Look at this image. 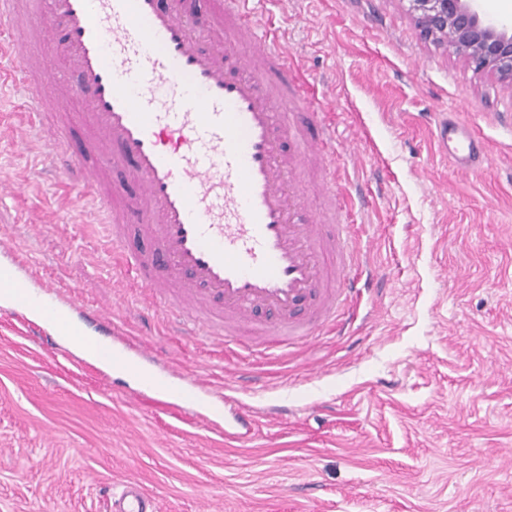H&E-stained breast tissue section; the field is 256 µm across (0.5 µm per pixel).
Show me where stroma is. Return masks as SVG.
<instances>
[{
	"mask_svg": "<svg viewBox=\"0 0 512 512\" xmlns=\"http://www.w3.org/2000/svg\"><path fill=\"white\" fill-rule=\"evenodd\" d=\"M336 131V170L368 207L354 217L375 270L348 335L271 353L171 335L112 266L102 233L54 176L66 156L20 145L34 118L0 95V235L47 282L109 306L158 362L224 388L253 381L250 438L112 385L83 351L40 343L42 321L0 299V512H107L139 482L155 512H512V84L424 37L408 0H254ZM454 112L488 160L450 169L437 136ZM363 162L350 166V156Z\"/></svg>",
	"mask_w": 512,
	"mask_h": 512,
	"instance_id": "1",
	"label": "stroma"
}]
</instances>
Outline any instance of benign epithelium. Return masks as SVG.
Here are the masks:
<instances>
[{
    "label": "benign epithelium",
    "mask_w": 512,
    "mask_h": 512,
    "mask_svg": "<svg viewBox=\"0 0 512 512\" xmlns=\"http://www.w3.org/2000/svg\"><path fill=\"white\" fill-rule=\"evenodd\" d=\"M423 35L444 41L475 72L512 84V26L484 19L475 0H410Z\"/></svg>",
    "instance_id": "7a95c632"
}]
</instances>
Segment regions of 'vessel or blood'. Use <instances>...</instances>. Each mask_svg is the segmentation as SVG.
Instances as JSON below:
<instances>
[{
  "label": "vessel or blood",
  "mask_w": 512,
  "mask_h": 512,
  "mask_svg": "<svg viewBox=\"0 0 512 512\" xmlns=\"http://www.w3.org/2000/svg\"><path fill=\"white\" fill-rule=\"evenodd\" d=\"M249 3L213 0L199 27L187 0H0V18L27 98L39 107L75 103L83 114L81 141L43 121L20 141L71 155L60 176L74 204L105 227L114 260L152 296L154 315L191 336L251 328L280 346L354 317L363 245L347 219L363 202L337 193L335 133L317 122L287 54ZM439 140L454 170L485 158L456 116L441 121ZM311 166L318 201L306 187ZM303 210L310 219L301 224ZM0 255L10 259L0 291L38 307L52 346L98 324L124 366L151 376L162 405L190 408L201 426L228 437L251 430L237 397L176 363L157 364L110 311L77 305L42 281L10 239H0ZM263 309L274 322L257 320ZM109 503L111 512H148L154 500L129 481Z\"/></svg>",
  "instance_id": "b4317fda"
}]
</instances>
